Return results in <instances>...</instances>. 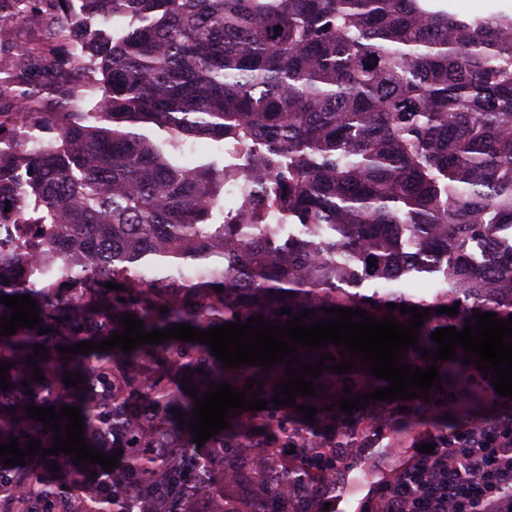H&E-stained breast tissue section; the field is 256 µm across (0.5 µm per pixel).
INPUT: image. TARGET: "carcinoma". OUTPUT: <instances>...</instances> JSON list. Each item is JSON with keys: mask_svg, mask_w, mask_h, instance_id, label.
<instances>
[{"mask_svg": "<svg viewBox=\"0 0 512 512\" xmlns=\"http://www.w3.org/2000/svg\"><path fill=\"white\" fill-rule=\"evenodd\" d=\"M71 2L0 0V27L50 4L54 33L88 56L51 50L71 82L102 74L93 111L73 89L45 113L17 71L0 70V101L11 103L0 109V207L10 202L15 224L0 242V296L29 295L43 318L0 336V361L15 362L14 387H0V443L12 435L23 449L31 436L52 447L55 432L25 406L70 405L90 446L122 456L110 472L62 452L0 463V512H198L204 500L207 512H320L344 449L467 415L481 397L450 410L430 392L351 422L333 405L343 387L355 396L390 382L324 370L314 380L324 390L296 398L318 409L309 423L270 402L287 381L283 363L266 375L226 369L208 345L178 339L68 361L56 346L104 341L127 313L149 332L258 315L285 323L306 309L327 319L337 307L407 325L412 314L387 309L406 304L429 310L419 344L433 352L432 333L462 331L475 311L509 319L512 252L498 241L512 229V11L465 18L448 0H82L76 14ZM15 60L30 82L58 85L43 52L21 48ZM46 116L54 144L32 140ZM202 139L235 162L184 163L183 147ZM226 190L237 198L228 211ZM414 273L436 276L437 288L406 290ZM64 275L87 279L86 293L62 287ZM456 303L455 315L435 313ZM37 344L48 347L42 383L28 363ZM402 362L436 365L445 389L468 370L412 349ZM66 371L84 382L65 385ZM179 378L200 397L212 382L241 391L262 381L268 409L238 410L200 447L171 413L188 422L195 407Z\"/></svg>", "mask_w": 512, "mask_h": 512, "instance_id": "1", "label": "carcinoma"}]
</instances>
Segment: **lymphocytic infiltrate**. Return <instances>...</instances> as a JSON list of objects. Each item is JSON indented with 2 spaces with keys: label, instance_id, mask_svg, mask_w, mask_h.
Masks as SVG:
<instances>
[{
  "label": "lymphocytic infiltrate",
  "instance_id": "obj_1",
  "mask_svg": "<svg viewBox=\"0 0 512 512\" xmlns=\"http://www.w3.org/2000/svg\"><path fill=\"white\" fill-rule=\"evenodd\" d=\"M454 435L470 434L473 449L456 466L446 437L428 453H415L392 490L372 495L367 512H512V424L460 422Z\"/></svg>",
  "mask_w": 512,
  "mask_h": 512
}]
</instances>
